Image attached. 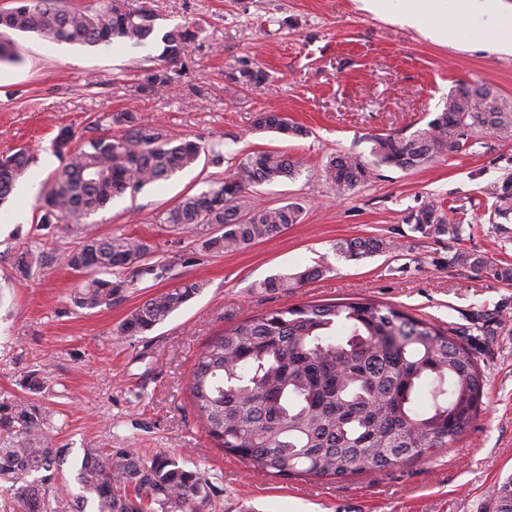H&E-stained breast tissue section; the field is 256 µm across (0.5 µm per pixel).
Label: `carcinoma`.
<instances>
[{
  "mask_svg": "<svg viewBox=\"0 0 512 512\" xmlns=\"http://www.w3.org/2000/svg\"><path fill=\"white\" fill-rule=\"evenodd\" d=\"M153 6L130 8L126 0H15L0 15V29L31 34L49 43L141 45L155 31ZM197 31L174 27L161 37L164 63L146 69L142 93L166 90L171 66L185 55ZM236 86H258L265 72L239 69ZM122 136L100 135L72 145L62 129L52 139L62 167L43 195L38 224H82L116 197L167 181L201 156L220 164V144L172 136L131 112L110 116ZM254 127L285 137L306 130L284 114L266 112ZM512 138V106L487 84L461 86L441 112L408 136L371 138L370 158L330 156L321 173L338 194L365 184L382 167L410 170L473 146L477 130ZM24 147L0 155V206L29 171ZM300 162L281 150L253 151L224 178L185 194L158 220L192 233L200 250L227 253L282 234L299 222L296 202L272 207L248 204L255 185L293 180ZM495 211L512 212V178L490 188ZM423 235L457 238L462 224L430 201L405 218ZM396 248L379 238L346 239L336 252L360 260ZM146 241L126 234L86 238L63 255L84 280L73 294L82 309L112 304L137 283L172 278L173 266L149 262ZM41 255L31 247L15 261L16 275L30 276ZM324 272L307 268L279 275L261 287L299 288ZM198 282L146 299L120 325L123 336H141L165 322L200 292ZM425 387L429 410H419L415 392ZM484 380L472 353L448 329L393 305L371 300L308 302L246 317L217 333L200 350L189 377L191 404L207 435L224 452L274 477L335 479L365 470L428 458L456 443L481 408ZM62 451L49 432V418L33 402L0 400V483L22 512H182L206 506L213 490L199 473L170 457L144 459L132 451L89 448L77 467L80 492L50 488L39 472L60 469ZM494 512H512V476L500 483Z\"/></svg>",
  "mask_w": 512,
  "mask_h": 512,
  "instance_id": "1",
  "label": "carcinoma"
}]
</instances>
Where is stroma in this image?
<instances>
[{"label": "stroma", "mask_w": 512, "mask_h": 512, "mask_svg": "<svg viewBox=\"0 0 512 512\" xmlns=\"http://www.w3.org/2000/svg\"><path fill=\"white\" fill-rule=\"evenodd\" d=\"M157 31L192 26L198 37L171 88L138 92L156 65L159 39L142 46L48 44L14 35L19 63L0 65V154L35 155L28 179L46 184L60 159L50 142L62 128L87 138L121 136L107 115L131 111L171 134L222 141L225 157L279 149L303 163L296 180L256 187L269 206L300 203L299 223L246 249L196 252L193 235L157 220L184 194L223 177L225 166L200 159L169 181L114 199L80 229L38 228L36 199L13 197L0 212V399L35 398L51 417L64 463L55 482L74 481L89 448H125L174 458L214 485L205 512H491L498 484L512 474V214L492 217L490 186L512 177V139L477 131L468 151L419 168H381L367 183L336 196L319 176L335 153L368 156L376 134L425 127L459 84L486 83L512 103V55L486 51L462 0H448L460 42L425 38L359 0H155ZM262 69L259 86L229 89L227 76ZM261 112H281L307 136L255 130ZM51 167H44V160ZM460 206L459 238L411 232L405 216L427 202ZM122 232L174 264V276L129 290L111 306H74L81 276L61 256L89 237ZM385 238L397 250L358 261L336 251L343 239ZM40 242L42 268L15 275L19 251ZM477 254L482 269L451 264ZM322 265V276L288 290L265 279ZM202 289L142 336L121 335L126 316L151 295L182 283ZM370 299L451 329L484 376L483 407L453 447L413 464L341 479L278 478L216 448L189 401L194 357L212 336L254 314L303 302ZM47 382L31 396L23 381Z\"/></svg>", "instance_id": "obj_1"}]
</instances>
